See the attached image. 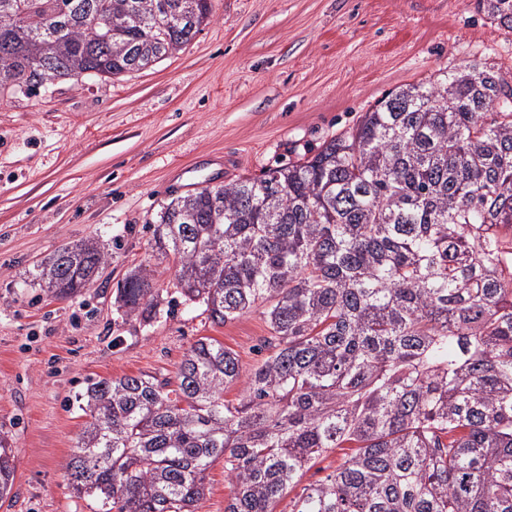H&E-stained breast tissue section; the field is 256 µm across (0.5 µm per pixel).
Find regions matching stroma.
I'll return each instance as SVG.
<instances>
[{
  "instance_id": "1",
  "label": "stroma",
  "mask_w": 512,
  "mask_h": 512,
  "mask_svg": "<svg viewBox=\"0 0 512 512\" xmlns=\"http://www.w3.org/2000/svg\"><path fill=\"white\" fill-rule=\"evenodd\" d=\"M471 64L512 81V31L476 0H213L201 32L152 67L0 97V431L16 465L0 512H98L64 477L87 380L174 375L202 337L244 370L261 361V312L212 324L153 253L171 181L295 162L398 86ZM80 240L104 244L108 263L56 298L37 267ZM135 268L159 290L149 320L116 300Z\"/></svg>"
}]
</instances>
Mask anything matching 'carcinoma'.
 <instances>
[{"instance_id": "obj_1", "label": "carcinoma", "mask_w": 512, "mask_h": 512, "mask_svg": "<svg viewBox=\"0 0 512 512\" xmlns=\"http://www.w3.org/2000/svg\"><path fill=\"white\" fill-rule=\"evenodd\" d=\"M512 29V0H477ZM212 0H0V96L110 79L188 45ZM153 249L224 325L260 308L265 357L195 341L172 377L90 381L65 479L102 512H512V84L475 65L408 83L312 156L162 206ZM88 241L36 279L58 298L107 264ZM129 316L155 307L134 269ZM242 384L241 398H224ZM0 432V499L15 479ZM339 462L340 454L336 453L329 454L327 457L320 459L289 493L287 490L286 494L276 503L274 510L276 512H289L290 507H288V504L301 493L302 488L313 481L325 478L336 469ZM206 482L209 493L201 504L198 512H224V505L230 497V485L224 479V461L219 459L212 463L206 471Z\"/></svg>"}]
</instances>
